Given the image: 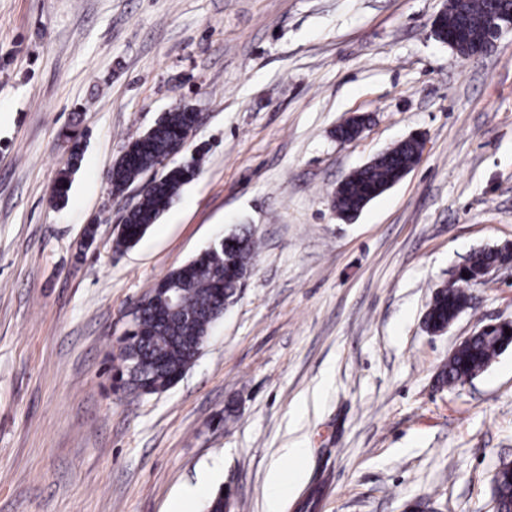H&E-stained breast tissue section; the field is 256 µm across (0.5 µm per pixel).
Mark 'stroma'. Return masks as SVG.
<instances>
[{
    "instance_id": "obj_1",
    "label": "stroma",
    "mask_w": 512,
    "mask_h": 512,
    "mask_svg": "<svg viewBox=\"0 0 512 512\" xmlns=\"http://www.w3.org/2000/svg\"><path fill=\"white\" fill-rule=\"evenodd\" d=\"M444 4L0 0V512H169L217 459L231 512H266L287 448L308 458L281 512L322 479L315 512H495L512 348L464 385L437 374L512 321V271L447 331L424 318L471 253L512 244V31L460 56L432 33ZM180 103L203 115L199 174L115 249L138 189L112 193L110 170ZM354 114L363 133L338 141ZM414 134L408 174L339 216L338 183ZM239 228L253 269L198 360L166 391L114 393L127 310Z\"/></svg>"
}]
</instances>
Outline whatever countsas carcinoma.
<instances>
[{
    "mask_svg": "<svg viewBox=\"0 0 512 512\" xmlns=\"http://www.w3.org/2000/svg\"><path fill=\"white\" fill-rule=\"evenodd\" d=\"M502 14L512 12V0H448L446 27L459 31L463 38L454 45L461 55H470L472 47L487 39L488 15L491 10ZM189 104L176 105L163 113L150 133L129 143L123 156L112 168L110 185L120 193L155 169L171 150L172 144L192 128ZM422 145L417 142L398 143L380 154L369 166L358 169L345 178L342 189L336 191L334 204L342 215L356 213L366 200L380 196L386 188L398 182L417 162ZM81 160L79 144H74L66 168L61 172L54 194L63 201L68 195L64 184ZM199 171V159L192 156L167 167L158 177L148 181L140 190V201L126 216L116 246L135 245L166 211L182 187L191 182ZM256 241L248 231L233 234L224 244L211 246L185 265L160 279L154 288H180L179 305L168 314L166 322L156 319L154 312L145 308L138 318L137 328L123 339L125 354L122 360L128 383L143 387L153 394L175 384L198 359L214 325L224 315V302L237 295L241 279L248 276ZM493 261L488 252L471 256L467 276L459 277L452 285L437 289L427 311L432 328L448 324L455 306L466 298L463 286H470ZM502 352L498 339L489 335L473 338L465 347L448 359L438 374L443 386L465 383L473 369L486 365ZM327 482L309 488L298 512H313L322 497ZM500 512H512V474L504 473L496 487Z\"/></svg>",
    "mask_w": 512,
    "mask_h": 512,
    "instance_id": "obj_1",
    "label": "carcinoma"
}]
</instances>
